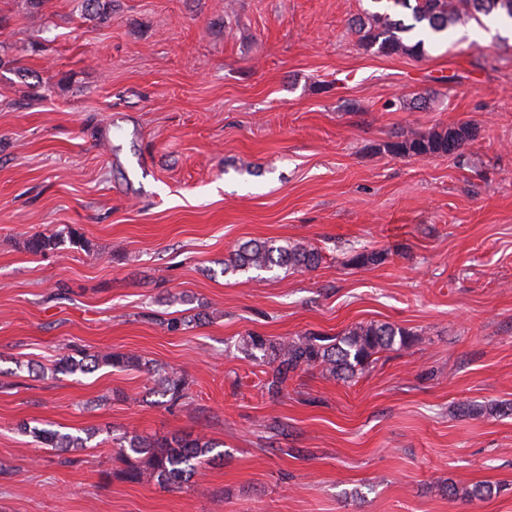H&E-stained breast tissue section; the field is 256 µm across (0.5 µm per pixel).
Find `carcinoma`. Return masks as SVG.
Masks as SVG:
<instances>
[{
  "mask_svg": "<svg viewBox=\"0 0 512 512\" xmlns=\"http://www.w3.org/2000/svg\"><path fill=\"white\" fill-rule=\"evenodd\" d=\"M382 12H368L358 22L355 32L359 44L367 51L382 55L402 54L412 58L426 55L425 40H410L407 34L420 29L424 34H440L448 29L494 12L512 19V0H387ZM87 14L106 23L111 18L112 0H84ZM473 136V127L459 124L423 135H400L382 145L384 151L400 157L429 158L459 154ZM79 243L72 230L35 235L27 240V249L35 254L55 251L65 242ZM387 253L357 251L349 259L351 265L366 267L382 263ZM321 252L304 243L280 244L275 240H250L238 246L224 260V273L271 272L276 268L296 271L316 269ZM415 341L410 331L390 323H359L340 336L309 333L296 339L273 342L263 336L249 334L240 339L238 348L270 368L263 388L272 395L286 390L288 380L298 371L318 368L338 378H352L378 360V355L395 348H407ZM130 369L141 365L132 353L108 352L87 356L63 355L54 361V370L64 374L88 373L97 364ZM161 398L176 403L187 397L183 377L162 367L149 370ZM36 441L53 448H84L87 439L69 433L24 426ZM115 455L124 464L123 473L131 482L155 481L180 487L205 465L224 453L215 452L217 444L197 436L152 439L127 432L113 439Z\"/></svg>",
  "mask_w": 512,
  "mask_h": 512,
  "instance_id": "cac0c4a2",
  "label": "carcinoma"
}]
</instances>
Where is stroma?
<instances>
[{
	"label": "stroma",
	"instance_id": "35a3bbf8",
	"mask_svg": "<svg viewBox=\"0 0 512 512\" xmlns=\"http://www.w3.org/2000/svg\"><path fill=\"white\" fill-rule=\"evenodd\" d=\"M377 9L112 0L102 25L81 0H0V512H512V34L472 21L385 56L352 28ZM461 123L459 157L378 149ZM64 228L84 247L27 249ZM252 239L322 261L224 274ZM356 250L387 258L357 268ZM369 322L417 340L275 398L237 348ZM79 350L142 366L53 372ZM155 366L185 400L157 403ZM24 423L87 443L44 448ZM126 432L204 435L224 459L181 488L132 483Z\"/></svg>",
	"mask_w": 512,
	"mask_h": 512
}]
</instances>
